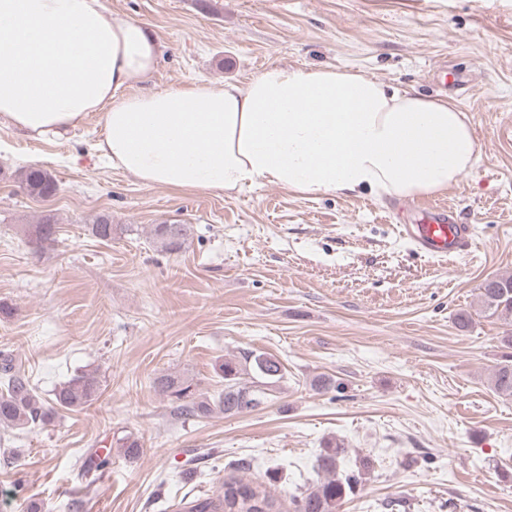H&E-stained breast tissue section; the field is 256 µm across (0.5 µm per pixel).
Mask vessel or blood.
<instances>
[{"mask_svg":"<svg viewBox=\"0 0 512 512\" xmlns=\"http://www.w3.org/2000/svg\"><path fill=\"white\" fill-rule=\"evenodd\" d=\"M403 231L420 250L430 254L462 256L471 247L466 226L457 223L452 209L443 204L420 208Z\"/></svg>","mask_w":512,"mask_h":512,"instance_id":"obj_1","label":"vessel or blood"}]
</instances>
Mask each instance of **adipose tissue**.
I'll list each match as a JSON object with an SVG mask.
<instances>
[{"mask_svg":"<svg viewBox=\"0 0 512 512\" xmlns=\"http://www.w3.org/2000/svg\"><path fill=\"white\" fill-rule=\"evenodd\" d=\"M159 46L104 0H0V119L41 137L100 115V152L147 185L260 183L376 199L448 189L480 147L467 114L336 67L270 66L246 83L131 93Z\"/></svg>","mask_w":512,"mask_h":512,"instance_id":"obj_1","label":"adipose tissue"}]
</instances>
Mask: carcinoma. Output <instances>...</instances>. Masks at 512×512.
Returning <instances> with one entry per match:
<instances>
[{"label": "carcinoma", "mask_w": 512, "mask_h": 512, "mask_svg": "<svg viewBox=\"0 0 512 512\" xmlns=\"http://www.w3.org/2000/svg\"><path fill=\"white\" fill-rule=\"evenodd\" d=\"M21 188L31 197H47L56 193L57 184L44 176L40 168H28L21 178ZM117 225L108 215L99 216L92 231L100 239L112 237ZM36 241H52L56 222L48 218L36 225ZM190 227L186 224H156L152 228L155 243L166 251H178L187 242ZM479 310L488 317L512 322V276L485 280L480 287ZM502 360L492 372L489 382L494 392L512 398V332L501 337ZM5 381L0 390V425L24 427L31 424L46 426L61 410H78L94 401L100 382L94 373H82L71 378L54 393L46 404L35 393L25 372L6 359L0 364ZM216 373L224 378V391L211 399L197 390L191 379L168 374L157 380L159 390L172 398L176 409L185 416L209 417L218 412L237 415L251 411L268 399V385L284 377L282 365L265 354L248 353L244 362L225 359L216 364ZM347 448L337 441L326 442L317 458L321 478L312 486L297 490L289 501L288 512H339L344 500L355 493L363 480L366 464L343 470L341 464ZM182 512H283L279 501L267 487L231 477L224 481L223 490L206 494L187 503Z\"/></svg>", "instance_id": "cac0c4a2"}]
</instances>
